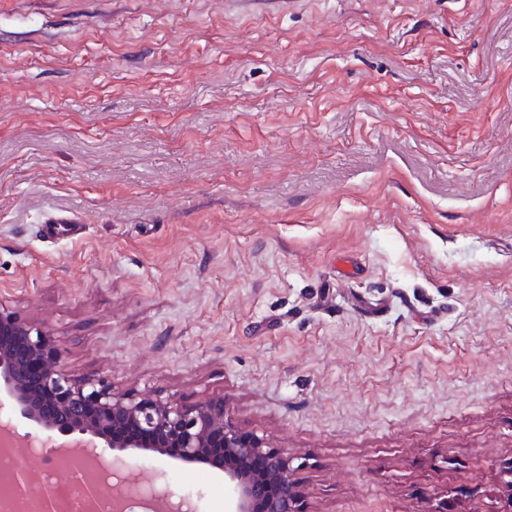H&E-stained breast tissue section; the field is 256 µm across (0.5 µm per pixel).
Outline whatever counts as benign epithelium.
<instances>
[{"label": "benign epithelium", "mask_w": 512, "mask_h": 512, "mask_svg": "<svg viewBox=\"0 0 512 512\" xmlns=\"http://www.w3.org/2000/svg\"><path fill=\"white\" fill-rule=\"evenodd\" d=\"M64 361L65 351L45 325L0 305V388L45 441L87 440L123 463L133 455L144 460L174 452L184 463L224 468L228 512H297L288 457L235 429L224 400L186 405L120 393L109 381L70 377Z\"/></svg>", "instance_id": "7a95c632"}]
</instances>
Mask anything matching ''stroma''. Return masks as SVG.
Instances as JSON below:
<instances>
[{"instance_id": "1", "label": "stroma", "mask_w": 512, "mask_h": 512, "mask_svg": "<svg viewBox=\"0 0 512 512\" xmlns=\"http://www.w3.org/2000/svg\"><path fill=\"white\" fill-rule=\"evenodd\" d=\"M0 303L72 377L223 399L300 512L511 497L512 0H0Z\"/></svg>"}]
</instances>
